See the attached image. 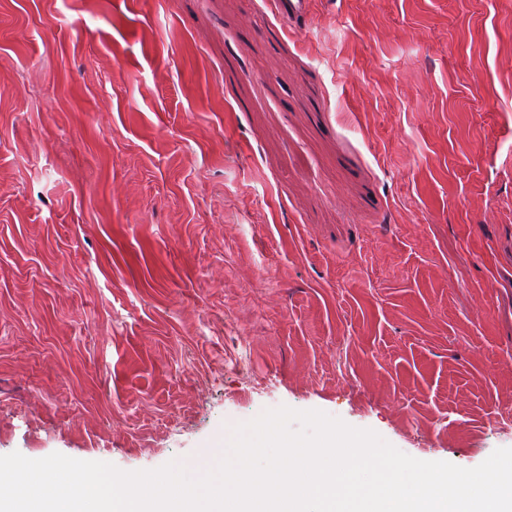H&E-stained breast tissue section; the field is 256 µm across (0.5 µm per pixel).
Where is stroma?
I'll list each match as a JSON object with an SVG mask.
<instances>
[{
    "instance_id": "35a3bbf8",
    "label": "stroma",
    "mask_w": 512,
    "mask_h": 512,
    "mask_svg": "<svg viewBox=\"0 0 512 512\" xmlns=\"http://www.w3.org/2000/svg\"><path fill=\"white\" fill-rule=\"evenodd\" d=\"M283 405L512 447V0H0V455ZM308 0H275L273 1L275 12L288 20L304 19L309 11Z\"/></svg>"
}]
</instances>
